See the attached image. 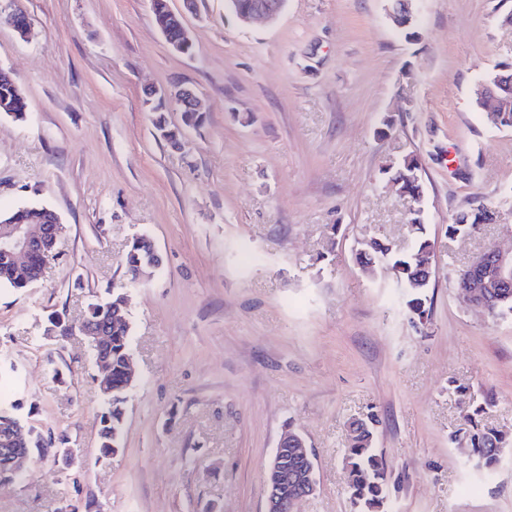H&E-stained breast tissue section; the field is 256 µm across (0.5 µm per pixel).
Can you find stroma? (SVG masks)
Returning a JSON list of instances; mask_svg holds the SVG:
<instances>
[{"mask_svg": "<svg viewBox=\"0 0 512 512\" xmlns=\"http://www.w3.org/2000/svg\"><path fill=\"white\" fill-rule=\"evenodd\" d=\"M168 4L190 53L168 46L150 0H21L31 35L0 26V68L29 101L24 119L0 116V211L44 205L65 226L39 283L0 286V358L16 365L0 392L87 459L78 471L33 456L0 488V512H264L288 427L318 469L299 512H352L349 425L371 406L395 512H512V445L490 476L462 464L476 404L512 435V317L455 288L488 243L512 245V208L448 235L512 187V129L489 125L474 96L512 66V0H425L404 29L387 0H287L249 26L225 0ZM180 85L206 121L174 148L143 91ZM407 155L436 267L423 332L386 268L355 259L365 235L408 243L413 203L380 174ZM142 232L162 266L126 291L137 381L122 449L100 463L79 326L93 296L125 284L122 254ZM55 311L72 332L50 340Z\"/></svg>", "mask_w": 512, "mask_h": 512, "instance_id": "1", "label": "stroma"}]
</instances>
